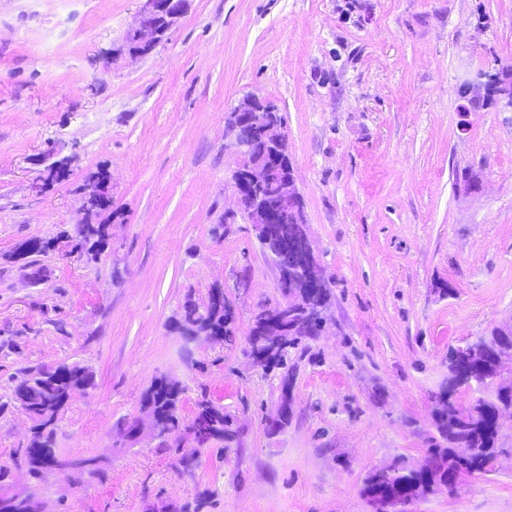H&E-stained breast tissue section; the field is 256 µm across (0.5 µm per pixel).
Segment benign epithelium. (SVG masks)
Segmentation results:
<instances>
[{"label":"benign epithelium","instance_id":"benign-epithelium-1","mask_svg":"<svg viewBox=\"0 0 512 512\" xmlns=\"http://www.w3.org/2000/svg\"><path fill=\"white\" fill-rule=\"evenodd\" d=\"M144 6L137 27L127 32L134 46V54L151 53L162 41L161 22L174 25L183 15L187 0H143ZM512 108V77L500 74H482L478 82L465 84L462 112L468 113L487 101L489 96ZM275 108L251 95L239 102L229 113L225 123L224 140L233 148L239 159L250 162L245 178L234 181L237 210L244 213L248 223L259 228L262 235L273 234L281 243L278 255L269 258L278 278L276 288L283 301L262 307L254 314L252 322L277 331L281 340L288 338V320L298 315L296 295L307 283L321 288L329 287L319 268L303 216V203L295 184L293 166L266 159L270 145H283L287 138L283 123H261V112H273ZM81 208L86 211L92 204L107 206L111 203L110 185L107 179H96L83 189ZM235 210V211H237ZM235 211L224 212L227 224L235 221ZM304 257L309 262L305 279L291 277L288 256ZM455 361L467 364L475 360H487L491 368V381L495 388L512 387V346L497 341H467L454 349ZM149 429L153 438L165 440L170 433L156 423L146 412L135 418L134 436Z\"/></svg>","mask_w":512,"mask_h":512}]
</instances>
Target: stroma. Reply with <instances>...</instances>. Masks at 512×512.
I'll return each mask as SVG.
<instances>
[{"label":"stroma","instance_id":"35a3bbf8","mask_svg":"<svg viewBox=\"0 0 512 512\" xmlns=\"http://www.w3.org/2000/svg\"><path fill=\"white\" fill-rule=\"evenodd\" d=\"M142 6L0 0V485L37 492L43 512H370L369 473L420 465L439 439L449 348L512 319V109L461 111L464 82L512 69V0H187L156 49L133 56ZM251 94L282 117L332 282L327 324L286 375L248 354L254 313L282 299L254 227L237 213L211 236L236 206L224 121ZM49 154L63 180L47 181ZM100 171L109 248L25 267L19 245L82 223L79 190ZM216 286L235 340L186 341L173 319ZM73 362L95 386L72 395L55 446L101 473L36 479L12 381ZM159 376L182 387L184 419L201 399L223 406L226 448L119 434ZM283 406L288 422L271 430ZM498 446L491 472L407 512H512V418Z\"/></svg>","mask_w":512,"mask_h":512}]
</instances>
